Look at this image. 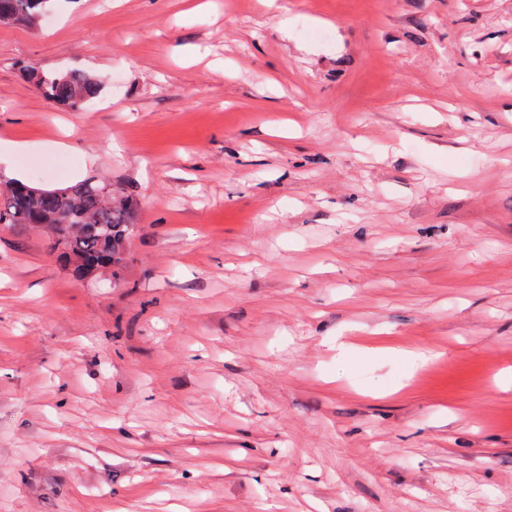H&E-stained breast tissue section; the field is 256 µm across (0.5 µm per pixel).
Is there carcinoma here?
<instances>
[{"label":"carcinoma","instance_id":"1","mask_svg":"<svg viewBox=\"0 0 512 512\" xmlns=\"http://www.w3.org/2000/svg\"><path fill=\"white\" fill-rule=\"evenodd\" d=\"M50 0H0V24H34ZM31 79L55 104L75 109L97 97L101 85L93 75L71 71ZM137 203L104 190L91 180L45 191L9 183L0 188V230L44 224L64 246L62 255L73 276L82 280L99 268L117 266L134 231Z\"/></svg>","mask_w":512,"mask_h":512}]
</instances>
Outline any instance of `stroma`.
Wrapping results in <instances>:
<instances>
[{"label":"stroma","instance_id":"obj_1","mask_svg":"<svg viewBox=\"0 0 512 512\" xmlns=\"http://www.w3.org/2000/svg\"><path fill=\"white\" fill-rule=\"evenodd\" d=\"M8 170L138 212L0 231V512H512V0H55ZM30 76L49 100L65 108H78L85 101L97 97L101 91L98 79L85 72L71 71L46 76L32 71ZM24 184L0 188V230L45 224L73 276L82 280L99 268L118 266L134 231L137 203L129 196L104 191L94 181L36 191ZM66 222L68 225L57 224ZM69 224H82L80 234H71Z\"/></svg>","mask_w":512,"mask_h":512}]
</instances>
